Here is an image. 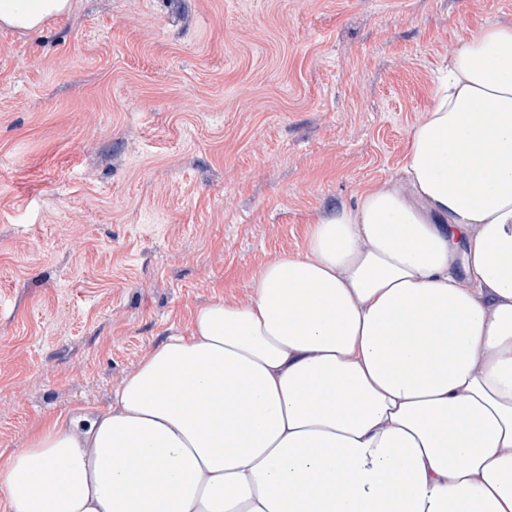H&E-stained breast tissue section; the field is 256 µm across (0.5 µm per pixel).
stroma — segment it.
<instances>
[{"instance_id": "stroma-1", "label": "stroma", "mask_w": 512, "mask_h": 512, "mask_svg": "<svg viewBox=\"0 0 512 512\" xmlns=\"http://www.w3.org/2000/svg\"><path fill=\"white\" fill-rule=\"evenodd\" d=\"M73 3L0 27V467L401 177L439 67L512 26V0Z\"/></svg>"}]
</instances>
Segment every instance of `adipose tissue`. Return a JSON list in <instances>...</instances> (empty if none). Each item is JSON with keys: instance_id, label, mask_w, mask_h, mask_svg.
I'll return each instance as SVG.
<instances>
[{"instance_id": "ef3b65f1", "label": "adipose tissue", "mask_w": 512, "mask_h": 512, "mask_svg": "<svg viewBox=\"0 0 512 512\" xmlns=\"http://www.w3.org/2000/svg\"><path fill=\"white\" fill-rule=\"evenodd\" d=\"M72 0H0L27 34ZM402 178L195 310L0 468L11 512H512V27L439 71Z\"/></svg>"}]
</instances>
